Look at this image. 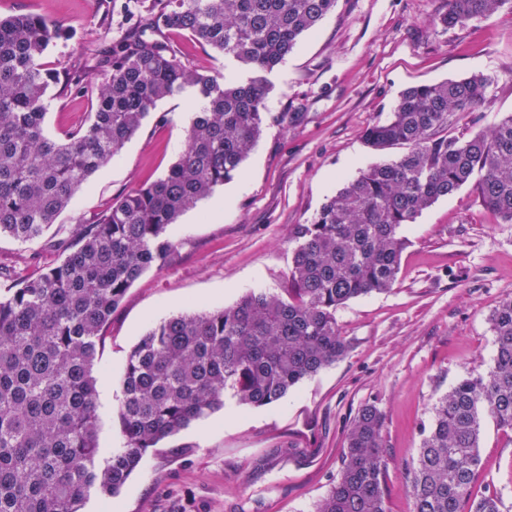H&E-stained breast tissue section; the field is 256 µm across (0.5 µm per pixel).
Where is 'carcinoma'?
Listing matches in <instances>:
<instances>
[{
    "mask_svg": "<svg viewBox=\"0 0 512 512\" xmlns=\"http://www.w3.org/2000/svg\"><path fill=\"white\" fill-rule=\"evenodd\" d=\"M105 15L86 58L50 70L44 57L60 23L36 13L0 18V235L32 243L152 115L187 88L198 107L186 147L168 172L132 190L59 245L65 258L17 276L0 293V512H81L93 491L116 494L143 454L224 406L272 404L335 364L349 343L336 324L346 302L388 291L400 272L402 228L436 201L471 185L512 224V114L488 131L453 133L487 101L490 76L401 92L366 128L376 150L402 146L346 181L308 224L293 229L291 293L250 292L229 307L180 313L149 329L120 379L121 448L99 464L95 366L103 331L134 281L176 249L168 228L241 169L270 122L266 74L286 61L337 0H136ZM512 0H446L432 23L462 27ZM184 31L247 67L236 80L187 64L166 37ZM96 94L91 119L50 135V103ZM488 370L457 381L421 427L406 468L413 512H502L498 493L472 487L482 466L483 420L512 430V295L490 315ZM385 414L361 406L342 465L315 512H388Z\"/></svg>",
    "mask_w": 512,
    "mask_h": 512,
    "instance_id": "obj_1",
    "label": "carcinoma"
}]
</instances>
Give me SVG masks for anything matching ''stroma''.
Here are the masks:
<instances>
[{
	"mask_svg": "<svg viewBox=\"0 0 512 512\" xmlns=\"http://www.w3.org/2000/svg\"><path fill=\"white\" fill-rule=\"evenodd\" d=\"M445 0H338L314 32L268 73L269 112L295 122L267 125L241 170L184 212L168 234L170 262L143 273L113 312L98 360V443L124 442L120 378L132 348L158 322L185 310L235 304L250 291L288 294L295 225L361 169L401 155L375 151L364 130L392 112L405 88L486 74V104L458 131L486 130L512 114V10L447 29L432 24ZM34 12L65 35L45 58L55 68L88 56L100 33L94 0H0V17ZM192 66L245 78L236 64L171 34ZM197 109L192 91L158 102L156 116L103 165L57 224L34 243L0 236V267L16 274L60 262L56 245L125 193L162 177L185 146ZM88 94L52 101L56 134L85 122ZM408 244L394 286L347 302L336 322L347 355L262 407L224 406L148 450L114 497L94 493L82 512H313L341 468L347 432L367 403L386 416L389 512H412L403 470L417 455L420 427L436 399L458 380L485 371L494 351L489 315L512 294V224L502 223L470 186L440 199L403 229ZM178 456H170V449ZM475 492L495 488L512 512V431L484 420Z\"/></svg>",
	"mask_w": 512,
	"mask_h": 512,
	"instance_id": "stroma-1",
	"label": "stroma"
}]
</instances>
